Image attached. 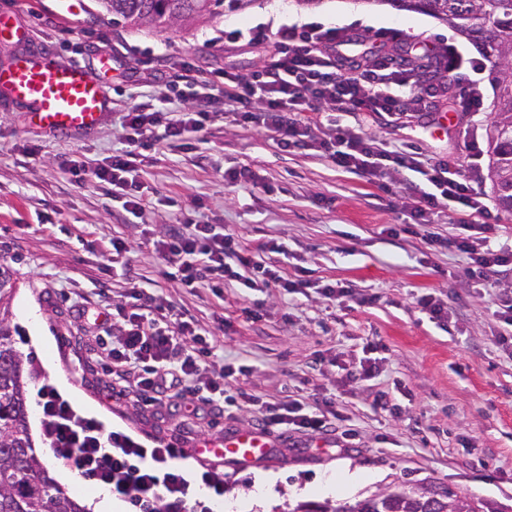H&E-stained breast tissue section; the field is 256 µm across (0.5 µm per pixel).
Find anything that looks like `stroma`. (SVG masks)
Returning <instances> with one entry per match:
<instances>
[{"instance_id": "1", "label": "stroma", "mask_w": 512, "mask_h": 512, "mask_svg": "<svg viewBox=\"0 0 512 512\" xmlns=\"http://www.w3.org/2000/svg\"><path fill=\"white\" fill-rule=\"evenodd\" d=\"M70 12L51 0H0L28 31L26 41L0 36V66L26 52L45 51L92 67L102 53L118 52L114 70L99 75L105 113L92 130L69 136L32 130L22 107L0 98V257L12 260L11 322L21 334L19 349L38 371L28 383L30 430L51 476L65 469L44 441L45 418L38 395L53 385L81 415L151 443L184 444L182 465L199 470L198 443L257 427L262 404L296 401L312 408L321 394H334L336 417L326 430L268 429L275 442L262 459L224 463V498L233 512H288L299 489L310 501L355 502L402 485H440L481 498L512 512V352L499 343L503 325L498 296L512 292V270L495 268L472 287L467 259L434 251L408 234L388 228L410 219L408 201L388 195L367 179L344 173L304 150L284 153L264 135L216 114L198 134L194 149L165 140L145 150L140 165L149 189L143 217L123 211L94 182L76 183L61 165L81 155L106 164L124 143L121 116L133 103L153 97L158 109L187 107L192 97L166 87L163 61L183 55L203 66L226 68L244 77L263 65L264 46L225 41V32L317 22L361 32L390 29L409 41L452 44L467 57L478 49L451 26L431 16L398 12L366 0H323L306 9L295 0H256L246 13L178 32L125 28L100 18L95 0H67ZM273 7L278 22L261 21ZM361 19H352V12ZM484 92L480 112L455 113L451 124L423 122L411 114L338 112L321 106L320 118L357 127L365 137L395 146L411 145L424 156L464 157L469 142L486 147L494 88L488 70L472 75ZM254 165L263 186L225 187V168ZM181 215L223 225L249 247L273 240L286 254L265 253L284 276L306 275L312 285L299 293L273 286L258 291L233 284L222 294L203 288L191 293L168 280L166 264L147 242L176 230L172 205ZM132 246L127 266L112 263V242ZM157 289L176 310L213 334L224 362L235 368L227 391L232 403L206 410L198 437L184 441L179 418L145 409L128 374L101 363L84 366L79 378L66 369L84 351L100 352L114 329L87 319L88 311L125 304L129 277ZM352 286L366 304L330 301L316 284ZM432 294L447 301V322L430 318L416 303ZM261 305V321L246 320L244 306ZM368 359L375 368L355 383L346 373ZM120 391L108 400L107 389ZM255 397L237 400L238 390ZM361 475L354 487L323 492L337 466ZM276 477V496L266 507L250 498L260 474Z\"/></svg>"}]
</instances>
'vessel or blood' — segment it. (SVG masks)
Instances as JSON below:
<instances>
[{
  "instance_id": "obj_1",
  "label": "vessel or blood",
  "mask_w": 512,
  "mask_h": 512,
  "mask_svg": "<svg viewBox=\"0 0 512 512\" xmlns=\"http://www.w3.org/2000/svg\"><path fill=\"white\" fill-rule=\"evenodd\" d=\"M0 96L25 107L33 129L57 134L95 126L105 108L100 84L85 69L49 53L26 54L0 67ZM265 433L238 430L216 443L215 458L244 463L263 456Z\"/></svg>"
}]
</instances>
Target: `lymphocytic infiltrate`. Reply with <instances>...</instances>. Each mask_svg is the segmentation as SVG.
<instances>
[{"instance_id":"f902f5d3","label":"lymphocytic infiltrate","mask_w":512,"mask_h":512,"mask_svg":"<svg viewBox=\"0 0 512 512\" xmlns=\"http://www.w3.org/2000/svg\"><path fill=\"white\" fill-rule=\"evenodd\" d=\"M250 39L266 47L267 60L257 77L248 80L226 69L207 70L189 55L170 62L169 70L186 88L201 89L195 104L166 112L150 110L145 102L133 104L122 117L124 149L100 168L66 162L67 173L79 182L90 178L110 185L113 201L133 215H143L150 201L136 166L142 149L160 139L189 145L191 135L203 131L212 113L220 109L238 125L272 139L280 150H312L334 167L379 185L395 172L420 175V182L407 183L406 189L413 199L410 215L425 228L429 246L465 255L478 273L512 266V249L490 245L496 227L489 222L490 207L477 189L479 147L468 146L462 160L425 158L410 147L391 149L367 139L350 125L323 127L309 115L317 102L341 112L387 116L413 112L428 117L444 86L417 87L408 64L411 47L420 55L442 58L449 77L466 84L458 111L478 112L483 108V92L465 77L467 70L484 69L482 60L464 57L452 45L418 42L410 47L384 29L366 39L350 30L310 24L281 27L271 39L254 32ZM391 42L396 45L392 53L386 50ZM395 86L403 88V95L392 94ZM450 202L467 217V235L447 239L431 232L434 217ZM152 246L166 262L168 278L190 289H219L228 280L252 290L276 285L293 292L311 285L307 279L284 278L275 264L256 262L220 224L193 222L153 239ZM112 322L118 328L110 350L112 363L138 368L133 383L145 406L167 403L171 414L188 426L198 419L202 407L223 409L224 380L233 375V368L209 376L217 343L175 312L161 293L130 280L129 303L117 309ZM40 396L48 447L68 470L109 488L131 505L132 512H212L205 500L191 493L189 480L177 466L188 456L185 449L171 444L149 448L125 433L105 430L96 419L77 414L51 385H42ZM261 424L320 431L328 420L325 414L281 403L264 407Z\"/></svg>"}]
</instances>
